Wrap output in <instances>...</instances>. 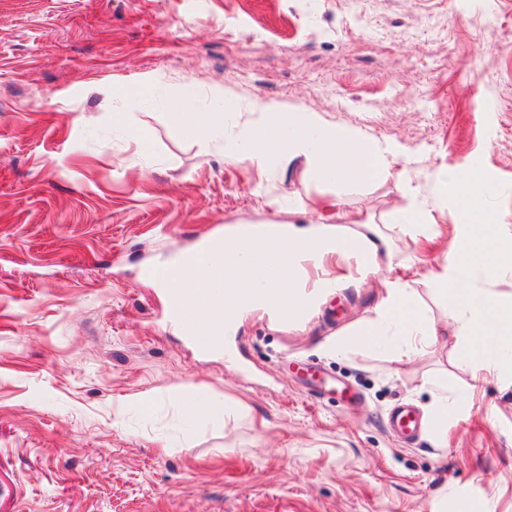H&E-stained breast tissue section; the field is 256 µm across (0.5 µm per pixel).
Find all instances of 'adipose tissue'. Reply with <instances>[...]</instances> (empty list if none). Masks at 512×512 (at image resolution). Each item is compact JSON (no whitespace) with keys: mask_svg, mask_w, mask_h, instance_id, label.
<instances>
[{"mask_svg":"<svg viewBox=\"0 0 512 512\" xmlns=\"http://www.w3.org/2000/svg\"><path fill=\"white\" fill-rule=\"evenodd\" d=\"M181 104L191 117L192 135L207 139L223 131L225 160L268 168L301 158L318 179L341 189L387 181L401 191L409 187L407 169L393 167L394 160L406 156L403 146L382 144L329 123L306 107L282 113L262 104L258 119L228 130L224 115L232 111V103L220 110L197 111L195 93L188 86ZM443 185L461 214L447 259L425 273L408 265V278L387 281L374 318L350 337L337 340L335 348L388 344L399 354L410 355L427 341L451 337L464 349L474 374L491 369L512 376V296L495 289L502 275L512 274V232L504 230V212L490 203L492 182L481 165L448 171ZM336 218L333 224L310 226L239 225L173 258L171 282L176 292L169 297L170 306L177 309L182 296L202 290L224 311L216 322L178 315L176 324L189 336L221 337L257 312L273 321L309 319L322 295L308 288V262L334 264L341 285L354 275L378 270L382 255L392 251L376 225L352 221L341 209ZM424 275L448 306L446 320L430 318L421 308L412 284ZM244 288L253 291L245 303L239 299Z\"/></svg>","mask_w":512,"mask_h":512,"instance_id":"adipose-tissue-1","label":"adipose tissue"}]
</instances>
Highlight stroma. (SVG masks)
<instances>
[{"instance_id":"stroma-1","label":"stroma","mask_w":512,"mask_h":512,"mask_svg":"<svg viewBox=\"0 0 512 512\" xmlns=\"http://www.w3.org/2000/svg\"><path fill=\"white\" fill-rule=\"evenodd\" d=\"M144 84L143 144L116 115ZM188 84L199 110L217 89L239 104L228 125L305 106L402 144L417 196L342 195L391 268L304 322L253 315L217 351L175 327L144 268L232 224L327 222L337 195L303 161L228 162L223 137L189 135ZM475 159L512 210V0H0V512H512V385L466 402L452 342L334 349L385 277L451 252L437 175ZM414 199L433 242L393 221ZM436 380L460 403L444 425ZM400 403L425 420L415 442L388 426Z\"/></svg>"}]
</instances>
